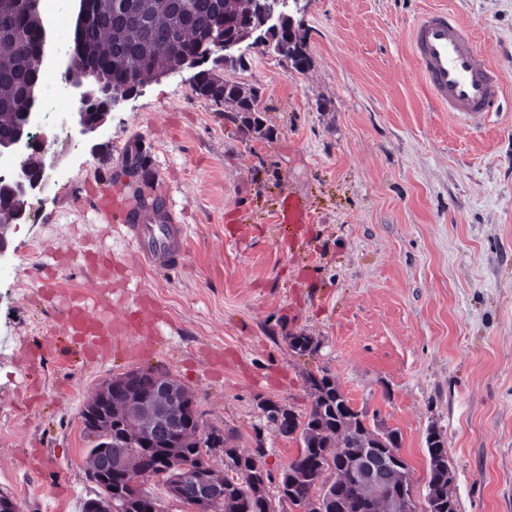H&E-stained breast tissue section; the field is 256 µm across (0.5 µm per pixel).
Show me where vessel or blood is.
Returning a JSON list of instances; mask_svg holds the SVG:
<instances>
[{
  "label": "vessel or blood",
  "instance_id": "obj_1",
  "mask_svg": "<svg viewBox=\"0 0 512 512\" xmlns=\"http://www.w3.org/2000/svg\"><path fill=\"white\" fill-rule=\"evenodd\" d=\"M412 53L420 76L438 109L464 119L488 117L501 98L502 74L478 46L469 28L446 10L429 11L410 31ZM97 223L111 228V249H96L74 257L66 249L50 252L40 266L38 292L60 301L59 323L64 335L75 339L87 362L107 363L113 352L141 360L146 342L165 338L168 318L153 294L135 284L131 261L144 267H174L184 257L188 227L177 209L162 165L141 194H129L122 182L103 192L88 185ZM276 223L300 230L309 221L306 203L296 195L284 198ZM79 268L92 289L89 295H61L56 287L62 270ZM0 349L10 350L25 373L24 394L44 389L37 359L15 336L0 335Z\"/></svg>",
  "mask_w": 512,
  "mask_h": 512
}]
</instances>
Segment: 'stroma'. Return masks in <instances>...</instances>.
<instances>
[{"mask_svg": "<svg viewBox=\"0 0 512 512\" xmlns=\"http://www.w3.org/2000/svg\"><path fill=\"white\" fill-rule=\"evenodd\" d=\"M431 8L456 14L502 70L506 94L490 119L435 108L408 39ZM295 20L309 69L255 53L226 74L261 89L264 135L197 95L188 68L148 79L99 132L49 140L56 175L9 232L18 280H0V330L38 341L58 328L35 273L56 248L108 246L82 191L100 171L129 187L146 180V165L125 175V147L143 142L191 226L182 268L138 275L178 339L143 368L170 372L232 446L264 440L259 464L274 481L300 445L263 405L306 414L307 375L329 372L367 426L399 430L417 508L436 426L457 512H512V0H302ZM290 192L313 214L298 250L274 222ZM300 332L315 353L290 347ZM205 347L223 349L220 374L205 375ZM132 368L117 358L89 370L66 347L42 363L43 401L21 408L24 375L0 351V492L38 512L63 482L74 494L62 512H80L95 489L81 410ZM34 444L53 465L16 482Z\"/></svg>", "mask_w": 512, "mask_h": 512, "instance_id": "35a3bbf8", "label": "stroma"}]
</instances>
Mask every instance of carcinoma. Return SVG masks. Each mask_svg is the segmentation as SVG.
I'll return each instance as SVG.
<instances>
[{
  "label": "carcinoma",
  "instance_id": "carcinoma-1",
  "mask_svg": "<svg viewBox=\"0 0 512 512\" xmlns=\"http://www.w3.org/2000/svg\"><path fill=\"white\" fill-rule=\"evenodd\" d=\"M86 2L87 20L75 26L73 41L83 45L79 67L99 90L98 100L85 106L87 112L102 110L114 95L136 92L141 82L179 63L211 33L231 35L252 16L251 0L234 5L225 0ZM2 14L11 20V26H0V43L9 46L0 54V135H6L31 107L26 90L39 85L36 54L44 48L46 33L38 29L30 0H0ZM252 49L280 56L297 72L309 65L304 35L286 27L213 63L242 68ZM194 91L224 106L248 132L264 134L260 89L246 92L207 68L199 71ZM290 345L301 355L318 348L303 333L292 335ZM157 374L154 369L132 370L114 377L112 392H96L82 409L85 429L98 439L90 449L98 491L83 501L82 512H93L91 506L101 502L112 503V512H166L161 498L141 485L128 486L130 473L152 476L161 482L165 497L181 505L205 500L206 512H276L277 503L303 505L307 512H408L415 507L399 452L400 433L370 430L329 373L307 377L313 401L306 415L276 403L263 408L283 437L301 444L273 491L269 475L257 463L266 452L263 440L257 439L247 454L230 446L224 431L205 425L191 392L176 381L159 386ZM426 448L424 512H455L441 430H428ZM217 453L224 455L222 473L210 464Z\"/></svg>",
  "mask_w": 512,
  "mask_h": 512
}]
</instances>
